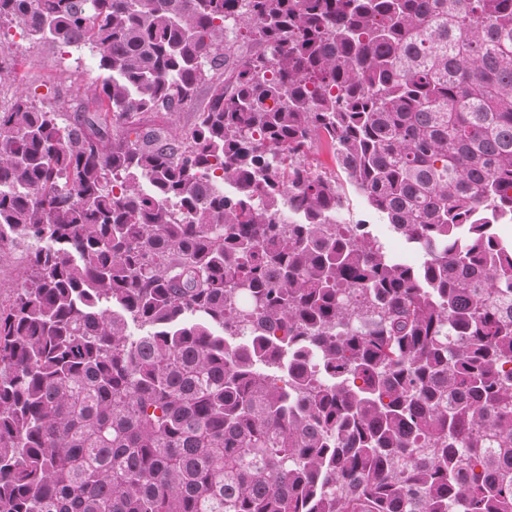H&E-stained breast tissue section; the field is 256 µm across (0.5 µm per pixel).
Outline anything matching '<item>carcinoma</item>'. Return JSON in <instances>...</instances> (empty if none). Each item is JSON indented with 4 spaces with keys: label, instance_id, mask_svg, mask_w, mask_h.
<instances>
[{
    "label": "carcinoma",
    "instance_id": "cac0c4a2",
    "mask_svg": "<svg viewBox=\"0 0 512 512\" xmlns=\"http://www.w3.org/2000/svg\"><path fill=\"white\" fill-rule=\"evenodd\" d=\"M12 28L105 76L0 108V512H512V0H0ZM349 186L422 263L340 227ZM22 264V252L4 253L0 255V304L7 305L12 296L13 288L18 283Z\"/></svg>",
    "mask_w": 512,
    "mask_h": 512
}]
</instances>
